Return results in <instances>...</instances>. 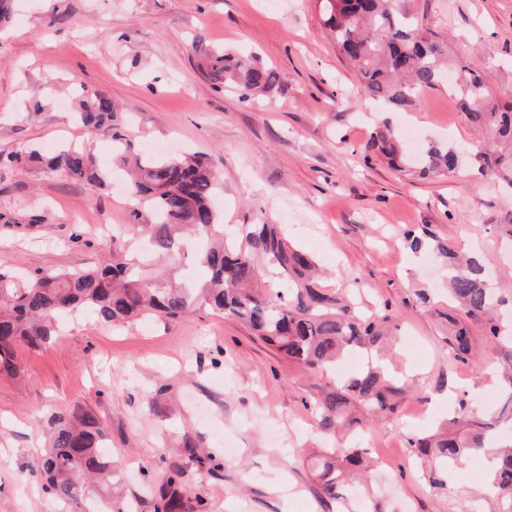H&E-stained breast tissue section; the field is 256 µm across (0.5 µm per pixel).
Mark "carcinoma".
<instances>
[{
  "mask_svg": "<svg viewBox=\"0 0 512 512\" xmlns=\"http://www.w3.org/2000/svg\"><path fill=\"white\" fill-rule=\"evenodd\" d=\"M324 25L337 51L361 80L366 94L391 112L413 110L442 76L444 50L402 16L397 0H320ZM201 74L214 88H229L245 99L281 89L275 70L256 58L207 47L198 42ZM457 104L468 124L487 134L474 149L432 144L413 157L403 147L397 129L386 124L374 145L393 162L414 163L421 178L459 173L463 154L482 174L512 171V106L490 100L488 76L460 66L455 88ZM78 119L93 137L112 139L114 167L127 175L130 198L152 213L136 232L150 256L130 258L114 251L103 268L59 272L38 270L20 275L0 266V373L19 372L16 348L36 349L56 331L60 315L76 308L92 311L114 326L150 319L177 320L196 306L241 323L274 347L283 361L327 385L304 406L317 420L325 448L312 457L311 469L325 495L343 499L351 491L357 470L370 455L363 433L373 420L393 415L408 396L407 380L386 370L384 352L397 315L371 312L326 292L315 279L312 257L294 245L278 224H221L218 181L205 157L148 155L135 151L123 133L112 100L100 93L82 96ZM39 164L46 174L60 173L93 189L106 182L93 155L69 145L45 155L31 146L0 154L7 166ZM189 239L204 246L195 252L197 265L208 271L201 286L177 285L169 277H152L148 267L160 258L171 268L182 259ZM433 252L448 265V293L462 317L484 319L490 337L501 340L504 329L495 317L500 300L490 286L491 267L484 257H462L447 246ZM453 357L466 362L474 355L468 326L454 322L450 338ZM368 362L346 376L336 366L351 354ZM502 407L488 421L461 398L457 415L437 431L409 440V449L432 463L431 486H446L448 470L477 454L486 456V482L512 512V443H498L495 429L512 423V366L503 373ZM47 448L30 466L45 493L60 500L79 496L93 478L107 480L112 467L100 452L105 432L94 412L82 406L49 419ZM184 471L167 470L154 491V512H205L201 499L184 500Z\"/></svg>",
  "mask_w": 512,
  "mask_h": 512,
  "instance_id": "1",
  "label": "carcinoma"
}]
</instances>
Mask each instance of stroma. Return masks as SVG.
Returning <instances> with one entry per match:
<instances>
[{
    "mask_svg": "<svg viewBox=\"0 0 512 512\" xmlns=\"http://www.w3.org/2000/svg\"><path fill=\"white\" fill-rule=\"evenodd\" d=\"M399 3L447 45L449 68L488 72L493 97L512 103V0ZM198 39L255 56L277 70L282 91L244 101L214 89L199 69ZM80 88L111 98L135 147L204 153L221 177L225 223L283 225L315 256L329 290L397 314L396 365L415 392L365 431L375 480L388 491L351 512H497L472 464L431 488L407 440L419 431L414 415L447 418L458 391L485 410L512 348L472 319L480 362L453 359L448 271L430 253L411 252L404 234L429 231L489 257L512 320V247L496 230L512 215V192L468 165L422 179L369 149L388 121L339 55L318 0H17L0 28V153L76 142L111 169V140L91 137L58 105ZM388 123L424 143L478 138L444 83ZM150 220L122 182L92 190L31 166H0V261L11 266L104 267L116 245L134 247L127 236L113 242L106 227ZM17 360L19 376L0 375V512H87L109 493L153 512V490L174 465L184 469L186 497L203 499L207 512H341L300 455L317 440L303 406L317 385L235 321L201 308L114 330L76 311L42 347L19 346ZM76 404L105 426L112 488L64 503L23 473L47 444L49 418ZM190 447L219 457V474L189 462Z\"/></svg>",
    "mask_w": 512,
    "mask_h": 512,
    "instance_id": "stroma-1",
    "label": "stroma"
}]
</instances>
